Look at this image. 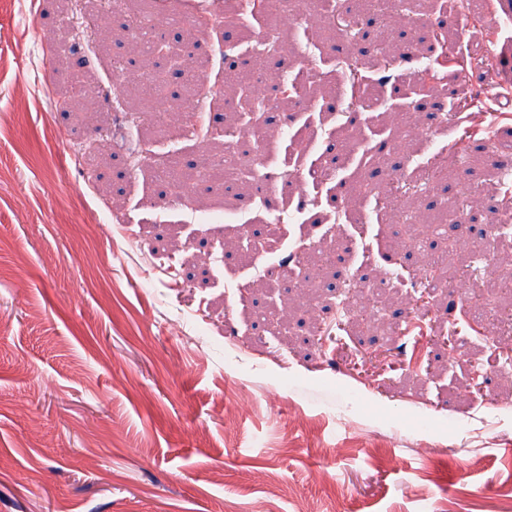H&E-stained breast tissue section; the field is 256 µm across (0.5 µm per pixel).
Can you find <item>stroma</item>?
Returning <instances> with one entry per match:
<instances>
[{"label":"stroma","instance_id":"obj_1","mask_svg":"<svg viewBox=\"0 0 512 512\" xmlns=\"http://www.w3.org/2000/svg\"><path fill=\"white\" fill-rule=\"evenodd\" d=\"M236 2L0 0V512H512V360L494 358L512 351V287L469 299L449 282L487 281L488 251L512 267V223L480 230L512 213L492 175L512 159L496 65L512 18L431 0L348 32L335 19L359 0H334L317 37L309 0H288L298 23L277 33L248 14L167 24ZM140 15L168 58L137 50ZM172 57L218 91L190 128L184 75L169 107L137 92ZM346 59L395 77L352 87ZM478 71L477 112L458 99ZM261 72L275 108L225 143L245 116L225 75ZM402 104L434 133L411 154ZM228 150L238 180H204ZM424 170V222L469 193L479 221L421 233L448 276L419 305V263L390 254L404 226L379 201ZM340 319L342 344L324 341ZM450 330L451 357L433 343Z\"/></svg>","mask_w":512,"mask_h":512}]
</instances>
